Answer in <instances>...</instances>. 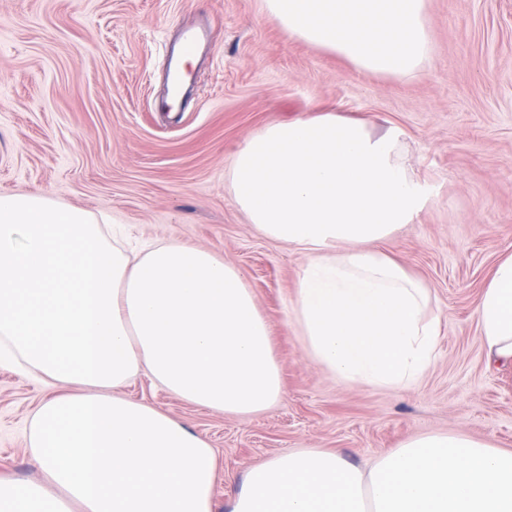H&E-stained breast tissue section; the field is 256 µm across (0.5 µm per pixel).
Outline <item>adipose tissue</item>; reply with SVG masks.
<instances>
[{
  "instance_id": "obj_1",
  "label": "adipose tissue",
  "mask_w": 512,
  "mask_h": 512,
  "mask_svg": "<svg viewBox=\"0 0 512 512\" xmlns=\"http://www.w3.org/2000/svg\"><path fill=\"white\" fill-rule=\"evenodd\" d=\"M425 0H264L290 39L403 78L431 61ZM404 133L339 113L269 125L233 157L234 200L306 263L291 310L309 358L334 378L403 388L435 358L430 292L380 245L422 208ZM489 360L512 366V253L476 310ZM21 363L59 396L31 418L38 483L0 475V512H212L207 440L117 390L147 373L228 415L279 400L268 326L239 269L159 242L131 257L91 212L0 195V364ZM231 512H512V449L461 433L412 437L357 467L292 448L252 467Z\"/></svg>"
}]
</instances>
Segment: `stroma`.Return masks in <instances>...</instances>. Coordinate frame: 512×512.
<instances>
[{"label":"stroma","instance_id":"1","mask_svg":"<svg viewBox=\"0 0 512 512\" xmlns=\"http://www.w3.org/2000/svg\"><path fill=\"white\" fill-rule=\"evenodd\" d=\"M430 65L401 80L288 38L263 0H0V194L28 192L106 217L118 241L177 242L243 271L267 320L280 400L246 417L185 402L146 374L121 389L203 435L218 457L214 512L248 468L286 448L362 466L419 434L462 432L512 448V367L489 364L475 311L512 252V0H426ZM208 28L191 103L162 108L167 48ZM338 112L403 131L424 205L383 245L431 290L444 320L417 384L335 380L308 357L291 302L305 258L235 204L232 157L264 127ZM0 366V474L38 478L33 410L59 395Z\"/></svg>","mask_w":512,"mask_h":512}]
</instances>
